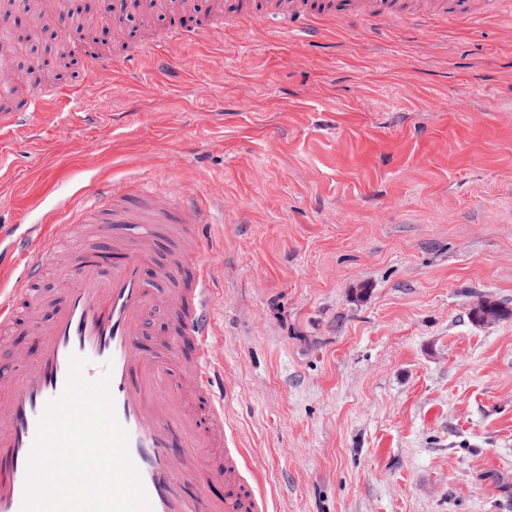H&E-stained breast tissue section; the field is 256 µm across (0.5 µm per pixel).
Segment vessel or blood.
Listing matches in <instances>:
<instances>
[{"mask_svg":"<svg viewBox=\"0 0 512 512\" xmlns=\"http://www.w3.org/2000/svg\"><path fill=\"white\" fill-rule=\"evenodd\" d=\"M438 11L474 20L473 0H435ZM356 21L389 23L378 0H360ZM287 32L304 43L319 30L313 17L290 16ZM78 89L46 84L33 88L31 108L53 101L78 105ZM77 221L96 225L131 224L132 235L112 240V265L102 270L96 252L83 254L60 269L67 287L63 297L32 293L30 285L66 255L70 225L57 224L40 245H22L24 272L0 294V338L17 328L15 303L27 301L30 327L40 351L13 372H0V512H21L27 467L38 424L50 401L63 392L72 358L84 359L82 375L94 382L108 377L114 412L129 435V457L148 495L152 512H268L259 487L244 478L240 449L224 438V397L215 390L211 357L213 291L207 267H199L192 287L178 291L159 288L177 270L186 252H198V242L172 238L170 261L158 264L153 227L157 224H200L205 214L193 191L143 186L136 192L104 184L87 190ZM154 279H147L146 265ZM57 267V266H56ZM166 309L174 329L161 337L153 351L143 352L136 327L152 312ZM190 350L192 382L206 402L198 413L184 402V391L170 368L172 352ZM224 485L223 496L210 493V483Z\"/></svg>","mask_w":512,"mask_h":512,"instance_id":"b4317fda","label":"vessel or blood"}]
</instances>
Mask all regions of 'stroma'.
Instances as JSON below:
<instances>
[{"instance_id":"obj_1","label":"stroma","mask_w":512,"mask_h":512,"mask_svg":"<svg viewBox=\"0 0 512 512\" xmlns=\"http://www.w3.org/2000/svg\"><path fill=\"white\" fill-rule=\"evenodd\" d=\"M97 23L112 0H62ZM0 138V251L95 184L196 187L224 428L270 512H512V21L207 28ZM49 64L81 87L84 52ZM283 20L296 25V27L286 31L284 35L297 44L304 43L319 30L320 22L317 18L288 15ZM483 303L487 304L485 306V312L496 317L499 321L511 318V315H512L511 310L507 309L499 302H497L495 300H479L478 303L476 305H474L470 309V312H469L470 313L469 317L473 322H475V319H476L477 323L481 324V325H490V324L495 323V321L491 318L490 315H487L486 313H484V311H481V310H479V312L477 313V315L474 318L476 308L478 306L482 305Z\"/></svg>"}]
</instances>
